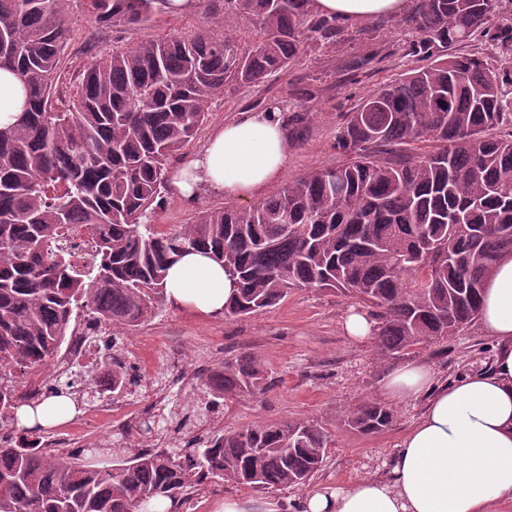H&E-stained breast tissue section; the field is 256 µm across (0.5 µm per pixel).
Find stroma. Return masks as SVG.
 I'll return each mask as SVG.
<instances>
[{"instance_id": "obj_1", "label": "stroma", "mask_w": 512, "mask_h": 512, "mask_svg": "<svg viewBox=\"0 0 512 512\" xmlns=\"http://www.w3.org/2000/svg\"><path fill=\"white\" fill-rule=\"evenodd\" d=\"M66 24L74 38L67 48L61 80L75 86L79 49L91 42L94 54L113 47L172 33H194L200 28L195 8L182 13L156 15L153 26L130 30L112 26L92 32L83 0H67ZM412 32L400 16H383L349 25L335 45L313 48L288 72L252 87H235L214 100L208 119L179 153L174 169H181L202 147L208 135L245 112H256L272 101L287 98V126L296 116L306 119L302 142H289V163L283 179L260 190L274 194L284 179L341 161L332 147L333 136L346 112L359 98L381 83L400 76L409 67L405 55ZM375 54L373 67L361 66ZM224 195L203 189L191 198L173 194L158 214L160 226L191 223L205 209L224 205ZM357 305L341 292L301 289L289 293L269 311L246 317L203 315L163 303L155 315L135 330L121 333L108 360L89 359L94 379L112 373L114 364L126 367L123 389L89 398L87 385H79L77 411L87 407H113L110 418L81 429L79 447L97 449L95 462L111 464L118 455L143 448L167 449L182 455L208 437L255 423L310 419L329 437L324 462L314 474L311 488H347L360 478H386L391 458L406 431L421 416V401H391L395 419L391 427L370 435L349 429L342 416L349 408L372 397H382L387 376L408 362L432 367L438 378L450 381L488 368L495 343L479 323H472L447 348L426 345L388 359L380 358L374 338L349 339L342 330L346 316ZM248 353L256 357L268 376L263 391L223 400L207 385L212 371L225 359ZM165 400L166 420L153 437L121 441L113 432L133 425L136 408ZM192 512H218L224 499L253 501L266 512H294L303 492L296 488H250L211 478L198 486Z\"/></svg>"}]
</instances>
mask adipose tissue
Instances as JSON below:
<instances>
[{
    "mask_svg": "<svg viewBox=\"0 0 512 512\" xmlns=\"http://www.w3.org/2000/svg\"><path fill=\"white\" fill-rule=\"evenodd\" d=\"M316 7L354 24L399 14L406 0H316ZM287 167L285 120L275 105L212 134L175 186L187 198L206 187L245 199ZM235 293L231 277L200 252L185 254L168 271V300L197 313L222 314ZM480 324L496 342L489 370L442 384L429 368L409 364L389 377V397H423L427 404L397 447L387 479L308 492L301 512H494L512 502V257L485 283Z\"/></svg>",
    "mask_w": 512,
    "mask_h": 512,
    "instance_id": "1",
    "label": "adipose tissue"
}]
</instances>
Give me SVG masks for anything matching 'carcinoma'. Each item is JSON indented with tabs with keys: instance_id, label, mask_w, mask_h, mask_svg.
I'll use <instances>...</instances> for the list:
<instances>
[{
	"instance_id": "1",
	"label": "carcinoma",
	"mask_w": 512,
	"mask_h": 512,
	"mask_svg": "<svg viewBox=\"0 0 512 512\" xmlns=\"http://www.w3.org/2000/svg\"><path fill=\"white\" fill-rule=\"evenodd\" d=\"M66 0H0V71L25 90L16 122L0 127V418L38 404L18 390L51 362L82 313L130 330L166 299L184 253L211 255L235 277L226 316L270 309L292 290H339L370 309L383 358L444 345L478 318L486 276L512 255V120L503 74L450 49L505 39L494 0H413L404 19L420 62L361 99L337 126L335 167L294 177L241 210L201 211L159 228L167 165L206 122L224 89L285 73L341 20L316 0H195L201 31L144 39L80 69L73 98L60 85L71 39ZM165 0H85L90 23L146 28ZM431 149L399 155L398 147ZM82 366L55 380L70 397ZM210 388L233 399L264 388L252 355L224 362ZM374 434L394 421L377 398L343 416ZM328 436L313 420L256 423L214 436L185 461L148 451L110 466L0 444V512H153L208 478L304 488Z\"/></svg>"
}]
</instances>
